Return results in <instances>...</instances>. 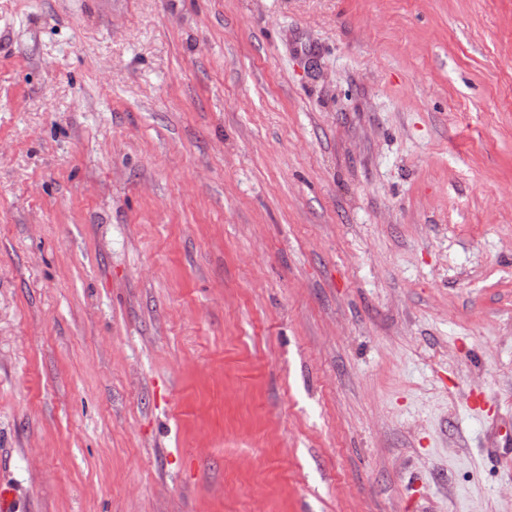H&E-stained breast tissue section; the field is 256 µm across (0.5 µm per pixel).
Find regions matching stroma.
I'll return each mask as SVG.
<instances>
[{"label": "stroma", "instance_id": "stroma-1", "mask_svg": "<svg viewBox=\"0 0 512 512\" xmlns=\"http://www.w3.org/2000/svg\"><path fill=\"white\" fill-rule=\"evenodd\" d=\"M512 0H0L11 512H512Z\"/></svg>", "mask_w": 512, "mask_h": 512}]
</instances>
